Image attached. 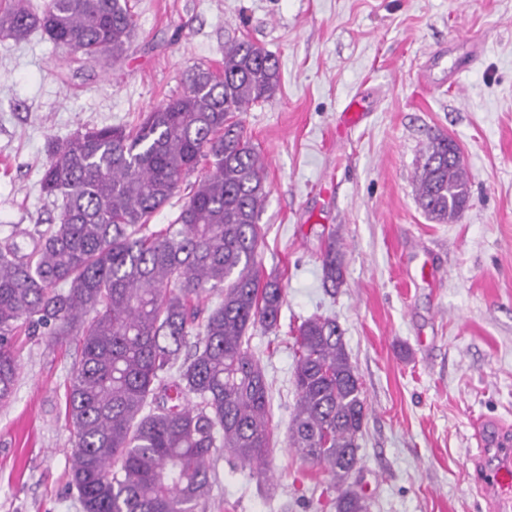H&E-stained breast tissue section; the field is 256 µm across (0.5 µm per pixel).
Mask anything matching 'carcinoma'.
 Segmentation results:
<instances>
[{
  "label": "carcinoma",
  "mask_w": 512,
  "mask_h": 512,
  "mask_svg": "<svg viewBox=\"0 0 512 512\" xmlns=\"http://www.w3.org/2000/svg\"><path fill=\"white\" fill-rule=\"evenodd\" d=\"M35 30L92 62L118 61L135 38L129 0H42L35 11L28 0L0 3L1 40ZM279 86L274 56L236 40L222 68L195 67L183 95L138 127L49 142L40 188L57 215L0 244V405L14 393L22 329L79 337L67 411L70 484L83 512H198L216 449L249 465L269 454L270 384L248 332L277 328L285 290L258 261L270 187L239 115ZM203 162L209 169L173 223L148 232ZM414 193L437 224L467 209L471 181L448 159V138L422 153ZM322 269L325 283H342L333 244ZM213 292L220 301L206 312ZM295 346L288 446L334 482L336 512H368L348 484L367 407L342 331L313 316Z\"/></svg>",
  "instance_id": "1"
}]
</instances>
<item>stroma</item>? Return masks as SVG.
<instances>
[{
    "mask_svg": "<svg viewBox=\"0 0 512 512\" xmlns=\"http://www.w3.org/2000/svg\"><path fill=\"white\" fill-rule=\"evenodd\" d=\"M136 39L101 67L40 33L0 41V241L55 216L40 179L51 140L138 124L220 68L247 39L281 85L241 120L271 192L259 259L286 291L276 330L254 329L271 389L273 449L260 466L223 452L199 512H336V489L288 446L298 325L335 318L367 405L350 476L370 512H512L475 480L512 444V0H130ZM480 40L471 49L467 37ZM364 112L348 122L345 109ZM443 133L471 175L462 218L418 206L422 150ZM335 245L343 282L322 284ZM0 405V512H82L65 416L74 343L16 339Z\"/></svg>",
    "mask_w": 512,
    "mask_h": 512,
    "instance_id": "stroma-1",
    "label": "stroma"
}]
</instances>
